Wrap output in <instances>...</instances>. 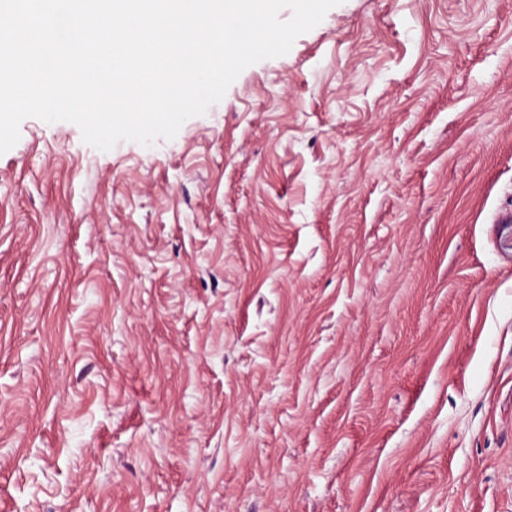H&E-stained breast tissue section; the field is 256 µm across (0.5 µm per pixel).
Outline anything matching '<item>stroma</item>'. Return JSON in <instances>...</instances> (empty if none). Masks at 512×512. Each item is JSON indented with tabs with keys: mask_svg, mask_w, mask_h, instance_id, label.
<instances>
[{
	"mask_svg": "<svg viewBox=\"0 0 512 512\" xmlns=\"http://www.w3.org/2000/svg\"><path fill=\"white\" fill-rule=\"evenodd\" d=\"M0 155V512H512V0H343L170 141Z\"/></svg>",
	"mask_w": 512,
	"mask_h": 512,
	"instance_id": "1",
	"label": "stroma"
}]
</instances>
